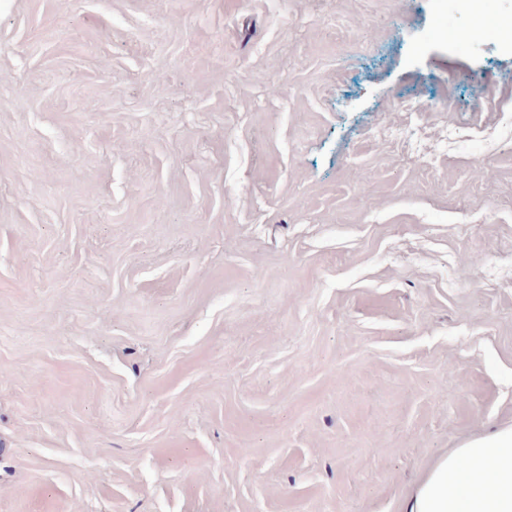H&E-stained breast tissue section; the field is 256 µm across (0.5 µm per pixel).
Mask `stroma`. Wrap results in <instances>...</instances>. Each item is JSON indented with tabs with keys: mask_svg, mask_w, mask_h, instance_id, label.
I'll return each mask as SVG.
<instances>
[{
	"mask_svg": "<svg viewBox=\"0 0 512 512\" xmlns=\"http://www.w3.org/2000/svg\"><path fill=\"white\" fill-rule=\"evenodd\" d=\"M477 23L0 0V512H403L512 426V39ZM512 33L511 21L504 19H493L491 22H486L484 19L481 24L473 31L466 34H451V39L459 45L467 44L470 39L479 38H495L497 36H504Z\"/></svg>",
	"mask_w": 512,
	"mask_h": 512,
	"instance_id": "stroma-1",
	"label": "stroma"
}]
</instances>
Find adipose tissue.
<instances>
[{
	"label": "adipose tissue",
	"instance_id": "adipose-tissue-1",
	"mask_svg": "<svg viewBox=\"0 0 512 512\" xmlns=\"http://www.w3.org/2000/svg\"><path fill=\"white\" fill-rule=\"evenodd\" d=\"M405 512H512V428L440 458Z\"/></svg>",
	"mask_w": 512,
	"mask_h": 512
}]
</instances>
